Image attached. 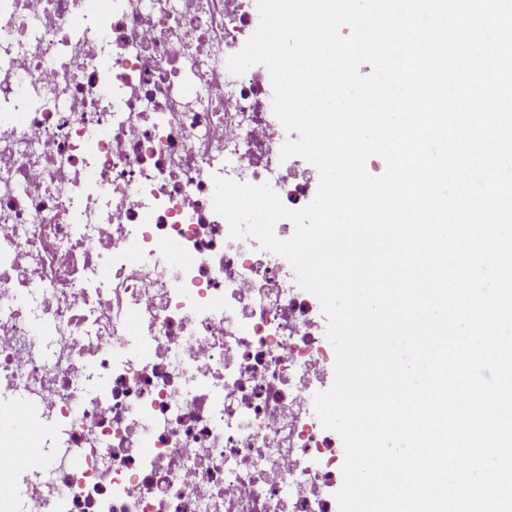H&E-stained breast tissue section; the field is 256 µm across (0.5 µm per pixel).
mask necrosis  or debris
<instances>
[{"label": "necrosis or debris", "mask_w": 512, "mask_h": 512, "mask_svg": "<svg viewBox=\"0 0 512 512\" xmlns=\"http://www.w3.org/2000/svg\"><path fill=\"white\" fill-rule=\"evenodd\" d=\"M257 0H0V512H332L329 361L215 177L291 209Z\"/></svg>", "instance_id": "necrosis-or-debris-1"}]
</instances>
